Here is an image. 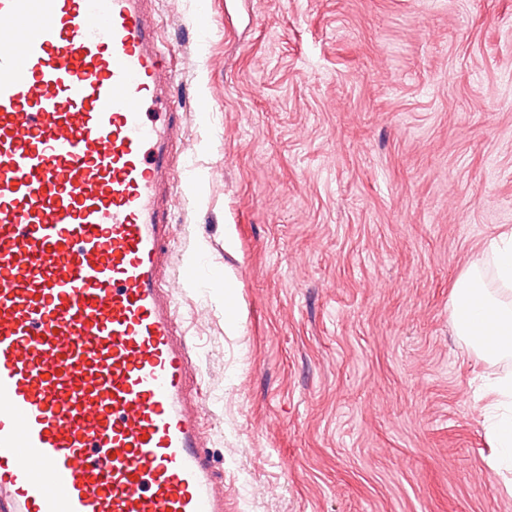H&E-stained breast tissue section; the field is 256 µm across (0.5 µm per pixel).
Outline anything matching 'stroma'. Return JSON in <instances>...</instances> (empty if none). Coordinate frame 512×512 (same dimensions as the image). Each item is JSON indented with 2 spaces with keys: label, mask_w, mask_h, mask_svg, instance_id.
Segmentation results:
<instances>
[{
  "label": "stroma",
  "mask_w": 512,
  "mask_h": 512,
  "mask_svg": "<svg viewBox=\"0 0 512 512\" xmlns=\"http://www.w3.org/2000/svg\"><path fill=\"white\" fill-rule=\"evenodd\" d=\"M225 512H512L451 294L512 229V0H160ZM232 291H225V280ZM238 309L224 316V301Z\"/></svg>",
  "instance_id": "stroma-1"
}]
</instances>
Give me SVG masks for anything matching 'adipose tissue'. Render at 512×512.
<instances>
[{
	"mask_svg": "<svg viewBox=\"0 0 512 512\" xmlns=\"http://www.w3.org/2000/svg\"><path fill=\"white\" fill-rule=\"evenodd\" d=\"M494 270L486 283L473 268L457 279L452 304L463 312L456 329L479 356L494 360L512 353V231L492 239L486 249ZM490 382L498 396L491 431L498 450L497 463L512 470V377L495 375Z\"/></svg>",
	"mask_w": 512,
	"mask_h": 512,
	"instance_id": "obj_1",
	"label": "adipose tissue"
}]
</instances>
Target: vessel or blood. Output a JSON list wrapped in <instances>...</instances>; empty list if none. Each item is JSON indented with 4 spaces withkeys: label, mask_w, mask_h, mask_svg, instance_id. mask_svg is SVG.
<instances>
[{
    "label": "vessel or blood",
    "mask_w": 512,
    "mask_h": 512,
    "mask_svg": "<svg viewBox=\"0 0 512 512\" xmlns=\"http://www.w3.org/2000/svg\"><path fill=\"white\" fill-rule=\"evenodd\" d=\"M152 0H0V498L225 512L162 282L179 120Z\"/></svg>",
    "instance_id": "obj_1"
}]
</instances>
